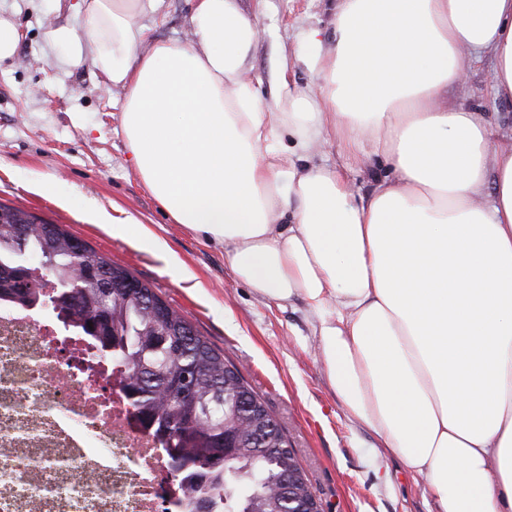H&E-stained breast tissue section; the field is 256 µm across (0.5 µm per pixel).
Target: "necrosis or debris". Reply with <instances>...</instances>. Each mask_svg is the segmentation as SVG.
Instances as JSON below:
<instances>
[{
	"label": "necrosis or debris",
	"mask_w": 512,
	"mask_h": 512,
	"mask_svg": "<svg viewBox=\"0 0 512 512\" xmlns=\"http://www.w3.org/2000/svg\"><path fill=\"white\" fill-rule=\"evenodd\" d=\"M55 313L0 300V512H187L161 443L112 361Z\"/></svg>",
	"instance_id": "4bbe7bcc"
}]
</instances>
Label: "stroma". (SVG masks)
<instances>
[{"mask_svg":"<svg viewBox=\"0 0 512 512\" xmlns=\"http://www.w3.org/2000/svg\"><path fill=\"white\" fill-rule=\"evenodd\" d=\"M78 0H0L20 40L15 58L0 62V203L62 225L136 277L158 288L193 328L261 394L279 419L323 512H438L424 481L398 457L384 454L375 434L348 417L319 360L312 317L299 299L259 298L238 280L224 248L173 223L129 163L121 132L122 90L91 69L67 70L49 28L87 30ZM331 0H238L261 36L253 75L271 84L280 73L303 87L313 82L294 58L298 34L330 30ZM193 0H165L147 23V41H184ZM490 63H471L465 82L443 98L494 116L512 134V103L494 99ZM106 210L135 219L149 236L135 239L95 223Z\"/></svg>","mask_w":512,"mask_h":512,"instance_id":"35a3bbf8","label":"stroma"}]
</instances>
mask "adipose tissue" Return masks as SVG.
Masks as SVG:
<instances>
[{"label":"adipose tissue","instance_id":"ef3b65f1","mask_svg":"<svg viewBox=\"0 0 512 512\" xmlns=\"http://www.w3.org/2000/svg\"><path fill=\"white\" fill-rule=\"evenodd\" d=\"M163 0H84L48 39L125 92L121 125L174 223L223 244L263 299H300L346 414L422 477L439 512H512V137L440 94L488 59L512 102V0H337L301 32L315 77H252L260 30L195 0L187 42L145 45ZM390 169L359 193L318 161Z\"/></svg>","mask_w":512,"mask_h":512}]
</instances>
